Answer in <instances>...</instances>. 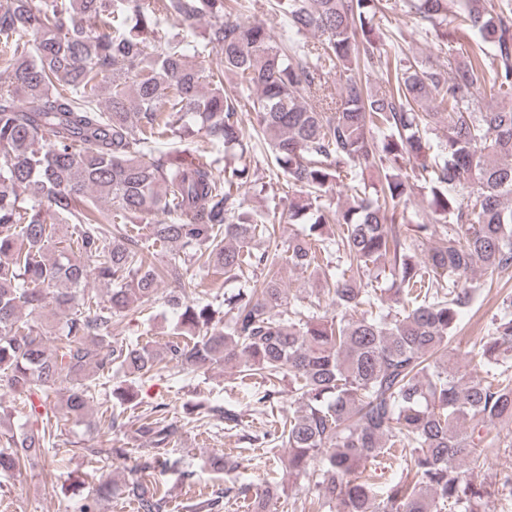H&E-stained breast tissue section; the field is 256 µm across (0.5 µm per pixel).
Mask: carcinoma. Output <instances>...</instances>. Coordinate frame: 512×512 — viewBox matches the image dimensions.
Instances as JSON below:
<instances>
[{
    "instance_id": "obj_1",
    "label": "carcinoma",
    "mask_w": 512,
    "mask_h": 512,
    "mask_svg": "<svg viewBox=\"0 0 512 512\" xmlns=\"http://www.w3.org/2000/svg\"><path fill=\"white\" fill-rule=\"evenodd\" d=\"M271 7L288 36L227 0H0V389L26 409L19 431L0 436V473L55 452L105 382L101 446L82 456H123L110 442L138 398L129 379L216 364L261 379L259 403L288 381L293 410L252 441L281 443L288 476L314 490L292 512H485L477 475L502 447L496 426L512 423V313L479 342L481 374L460 372L448 348L478 305L474 275L512 269V105L483 104L512 100V0H411L425 30L457 44L449 75L405 64L397 40L376 36L381 0ZM307 33L316 41L298 39ZM369 70L385 90L362 79ZM196 130L206 145L188 153ZM262 161L287 188L289 223L305 225L283 242L246 207ZM335 185L351 204L322 203ZM420 188L438 223L410 234L405 210ZM48 211L70 225L67 238ZM283 263L318 274L336 313L299 303L278 277ZM381 271L394 313L374 285ZM211 274L248 283L224 294L222 312L189 300ZM159 299L174 318L164 346L112 335ZM51 306L70 310L51 335L21 320ZM200 414L238 422L220 404L191 402L180 417L162 402L137 418L147 455L123 482L134 512H165L157 469ZM396 451L401 472L379 488L366 465ZM206 466L228 476L239 461L214 453ZM113 494L101 482L76 512H98ZM284 495L276 479L232 478L191 508L235 500L271 512Z\"/></svg>"
}]
</instances>
